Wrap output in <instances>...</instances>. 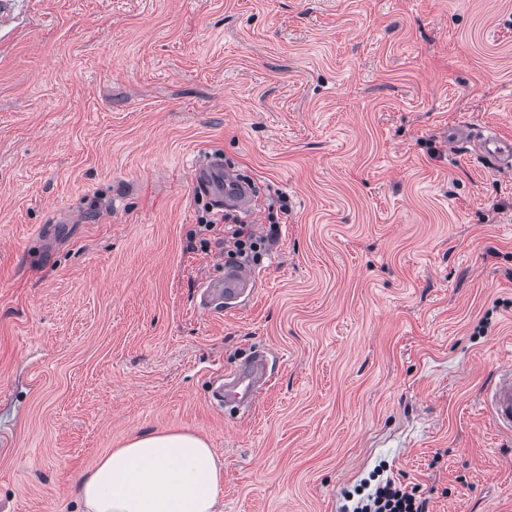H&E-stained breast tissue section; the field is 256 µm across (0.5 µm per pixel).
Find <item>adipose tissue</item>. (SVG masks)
<instances>
[{"label": "adipose tissue", "instance_id": "1", "mask_svg": "<svg viewBox=\"0 0 512 512\" xmlns=\"http://www.w3.org/2000/svg\"><path fill=\"white\" fill-rule=\"evenodd\" d=\"M222 482L204 439L166 431L136 436L101 456L75 493L83 512H215Z\"/></svg>", "mask_w": 512, "mask_h": 512}]
</instances>
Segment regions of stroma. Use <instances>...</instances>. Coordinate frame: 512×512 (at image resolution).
Wrapping results in <instances>:
<instances>
[{
    "mask_svg": "<svg viewBox=\"0 0 512 512\" xmlns=\"http://www.w3.org/2000/svg\"><path fill=\"white\" fill-rule=\"evenodd\" d=\"M512 0H11L0 18V512H80L129 438L213 448L218 512H512L483 393L512 364ZM288 217L245 305L193 164ZM245 415L213 379L254 350ZM455 135L462 141L471 142L473 139V142L480 145L482 153L492 158L500 167L511 168L512 144L500 139L493 130L464 126ZM201 306L205 310L236 309L238 300L254 288L253 271L246 267L225 268L224 276L202 283ZM425 500L416 495V488L386 481L379 484L373 493L358 502L354 512H424Z\"/></svg>",
    "mask_w": 512,
    "mask_h": 512,
    "instance_id": "stroma-1",
    "label": "stroma"
}]
</instances>
